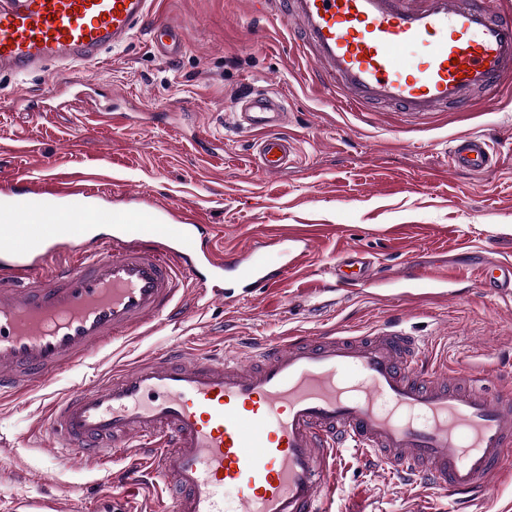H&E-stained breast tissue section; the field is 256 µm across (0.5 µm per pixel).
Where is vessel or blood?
<instances>
[{"label": "vessel or blood", "instance_id": "b4317fda", "mask_svg": "<svg viewBox=\"0 0 512 512\" xmlns=\"http://www.w3.org/2000/svg\"><path fill=\"white\" fill-rule=\"evenodd\" d=\"M259 17L296 23L298 49L324 88L361 112L386 105L416 121L463 110L512 83V15L497 0H252ZM153 0H0V72L97 59L148 27L175 55L179 25L152 17ZM282 100L257 95L235 113L255 133L259 168L295 155L279 133ZM498 153L480 135L454 138L451 167L474 174ZM29 183L27 221L0 225V396L20 399L120 337L142 334L192 304L236 306L278 287L309 251L294 239L279 265L253 249L224 256L205 225L136 224L113 211L56 223ZM69 253L70 263L53 265ZM351 279L371 261L346 250ZM232 291H224L223 279ZM421 337L390 324L368 335L286 336L237 355L184 347L74 385L46 406L66 463L112 485V462L146 466L170 493L162 512H328L346 455L463 500L512 479V391L459 371L448 380ZM235 491L234 507L224 494Z\"/></svg>", "mask_w": 512, "mask_h": 512}]
</instances>
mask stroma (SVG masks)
Here are the masks:
<instances>
[{
	"label": "stroma",
	"instance_id": "1",
	"mask_svg": "<svg viewBox=\"0 0 512 512\" xmlns=\"http://www.w3.org/2000/svg\"><path fill=\"white\" fill-rule=\"evenodd\" d=\"M156 16L180 25L178 55L161 56L148 30L103 52L75 76L94 84L87 110L57 107L60 67L0 73V225L20 221L26 182L44 183L43 206L74 221L128 208L167 209L173 224L211 226L216 251L264 243L279 233L312 239L301 264L243 308L217 303L146 336L120 341L26 399L0 400V512H24L25 499L52 493L58 512H151L159 494L100 490L95 473L61 464L47 432V398L84 379L129 365L169 345L233 354L290 332L357 336L398 322L449 362L488 371L487 386H512V295L491 296L477 275L512 260V90L465 112L407 122L389 108L357 112L312 85L311 63L279 21L254 17L248 0H155ZM268 93L286 101L284 132L294 165L265 175L251 141L232 121L236 101ZM121 97L135 119L98 124L94 111ZM479 134L499 152L496 167L453 169L456 136ZM385 276L340 288L329 272L349 248ZM448 275L449 296L408 299L407 269ZM333 512H512V486L466 505L418 484L405 488L373 464L347 458L337 473Z\"/></svg>",
	"mask_w": 512,
	"mask_h": 512
}]
</instances>
